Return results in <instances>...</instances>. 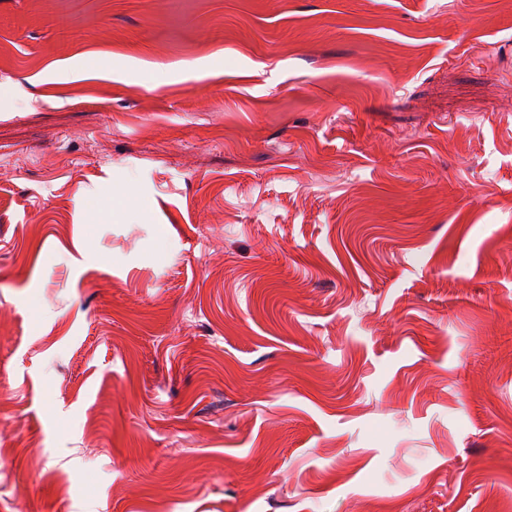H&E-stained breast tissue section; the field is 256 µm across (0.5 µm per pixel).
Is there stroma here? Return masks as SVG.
I'll return each mask as SVG.
<instances>
[{"instance_id": "35a3bbf8", "label": "stroma", "mask_w": 512, "mask_h": 512, "mask_svg": "<svg viewBox=\"0 0 512 512\" xmlns=\"http://www.w3.org/2000/svg\"><path fill=\"white\" fill-rule=\"evenodd\" d=\"M0 87V512H512V0H0Z\"/></svg>"}]
</instances>
